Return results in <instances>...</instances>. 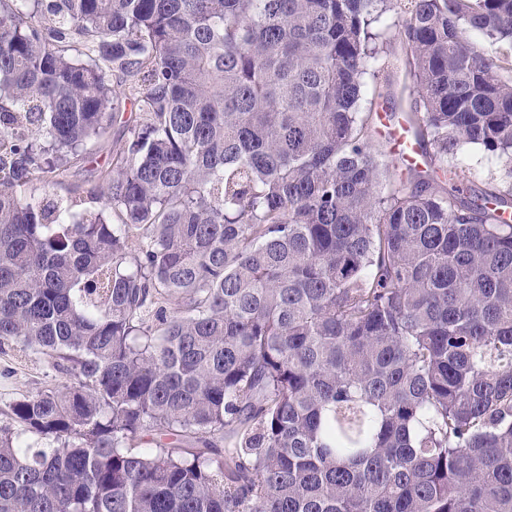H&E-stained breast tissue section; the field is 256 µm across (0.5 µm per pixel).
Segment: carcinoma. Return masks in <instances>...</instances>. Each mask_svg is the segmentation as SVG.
Wrapping results in <instances>:
<instances>
[{"instance_id":"obj_1","label":"carcinoma","mask_w":512,"mask_h":512,"mask_svg":"<svg viewBox=\"0 0 512 512\" xmlns=\"http://www.w3.org/2000/svg\"><path fill=\"white\" fill-rule=\"evenodd\" d=\"M387 12L443 191L372 142ZM126 100L101 206L35 196ZM471 145L512 165V0H0V345L65 378L0 426V512H512Z\"/></svg>"}]
</instances>
